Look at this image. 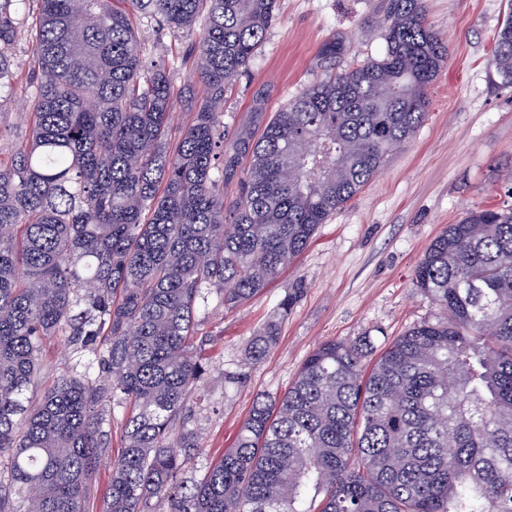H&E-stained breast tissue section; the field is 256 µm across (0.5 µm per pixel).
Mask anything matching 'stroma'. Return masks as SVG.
<instances>
[{
	"label": "stroma",
	"mask_w": 512,
	"mask_h": 512,
	"mask_svg": "<svg viewBox=\"0 0 512 512\" xmlns=\"http://www.w3.org/2000/svg\"><path fill=\"white\" fill-rule=\"evenodd\" d=\"M387 0H280L278 23L229 86L224 127L258 137L273 113L322 77L323 47L339 41L337 69L378 55ZM429 23L448 45V63L431 85L428 116L416 135L350 202L320 225L309 248L243 306L224 310L210 301L203 356L210 371L192 394L207 410L202 470L230 447L253 401L279 394L296 379L322 342L370 337L363 362L371 367L409 327L443 312L413 285L414 270L431 241L470 210L512 203V87L489 60L512 0H425ZM31 27L23 25L12 51L13 91L0 95V152L24 131L30 109ZM305 289L285 317L278 304L297 281ZM279 338L266 359L245 364L247 341L270 319ZM228 372L243 373L228 384Z\"/></svg>",
	"instance_id": "stroma-1"
}]
</instances>
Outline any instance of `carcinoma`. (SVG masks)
Segmentation results:
<instances>
[{"label": "carcinoma", "mask_w": 512, "mask_h": 512, "mask_svg": "<svg viewBox=\"0 0 512 512\" xmlns=\"http://www.w3.org/2000/svg\"><path fill=\"white\" fill-rule=\"evenodd\" d=\"M0 0V92L21 7ZM278 0H39L32 111L0 159V512H512V207H478L428 246L413 285L445 316L392 341H326L262 395L200 476L190 394L208 297L236 309L310 246L424 122L448 45L424 0H388L384 50L304 87L252 142L224 129ZM193 31L169 61L136 34ZM192 121L166 149L174 66ZM491 66L512 87V15ZM249 155L236 196L224 175ZM270 320L244 348L261 363ZM70 366L34 401L52 340ZM123 447L108 492L91 473Z\"/></svg>", "instance_id": "obj_1"}]
</instances>
